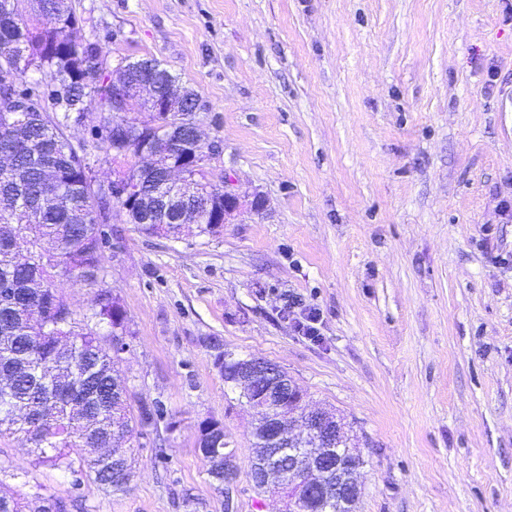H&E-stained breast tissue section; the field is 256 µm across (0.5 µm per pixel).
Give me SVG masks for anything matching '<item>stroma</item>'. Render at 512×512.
<instances>
[{"label":"stroma","instance_id":"stroma-1","mask_svg":"<svg viewBox=\"0 0 512 512\" xmlns=\"http://www.w3.org/2000/svg\"><path fill=\"white\" fill-rule=\"evenodd\" d=\"M104 66L153 57L195 90L244 212L209 235L112 218L104 286L122 305L138 431L122 492L0 438V489L71 512H224L197 447L219 419L240 466L254 414L214 344L267 360L343 417L365 465L357 512H512V0H72ZM68 127L92 176L119 166ZM318 308L300 333L289 297Z\"/></svg>","mask_w":512,"mask_h":512}]
</instances>
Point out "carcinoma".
Returning a JSON list of instances; mask_svg holds the SVG:
<instances>
[{
  "instance_id": "carcinoma-1",
  "label": "carcinoma",
  "mask_w": 512,
  "mask_h": 512,
  "mask_svg": "<svg viewBox=\"0 0 512 512\" xmlns=\"http://www.w3.org/2000/svg\"><path fill=\"white\" fill-rule=\"evenodd\" d=\"M51 10L57 16L55 29L39 25L40 16ZM76 16L71 0H0V104L14 97L36 103L39 110L0 112V151L14 153L13 167L0 171V221L9 218L16 232L0 237V280L8 278L27 302L0 301V375L18 374L12 398L0 395V437L25 433L33 445L35 462L73 475L84 476L105 491L125 489L135 468L132 455H123L126 468L100 464L84 450V439L98 448L129 440L139 429L158 425L155 412L132 405L126 379L119 369L117 351L101 344L88 323L70 313L71 326L55 327L56 318L38 304L35 296L49 299L56 293V281L64 276L90 287L98 285L97 273L104 270L103 252L109 243L105 225L94 224L92 210L100 211L124 203L105 199L91 188L92 167L65 134L67 120L87 98L102 103L100 139L112 159L137 155L147 146L156 156L155 170L179 160L182 152L167 138V128L176 113L158 112L153 125L136 127L126 116L112 109L105 92L112 77L98 66L103 57L97 43L79 42L72 36ZM38 43L42 54L31 69L44 81L28 79L29 69L16 66L29 45ZM130 74L150 79L163 90L173 75L154 59L133 63ZM62 192L50 204L40 203L42 187L50 181ZM138 213L151 216L152 223L139 224L140 233L175 234L177 227L166 224L154 208L153 199L143 200ZM91 316L108 327L112 345L125 344L127 326L120 303L106 288L95 291ZM81 370H91L85 382V397L73 403L61 399L48 406L46 394L51 378H62L71 358ZM48 414L53 423L42 431L25 427L30 415ZM202 456L209 477H214L212 456L224 454V425L213 418L199 424ZM312 489L308 512H349L329 491L328 477ZM50 496L35 491L25 495L0 496V512H28L37 501Z\"/></svg>"
}]
</instances>
